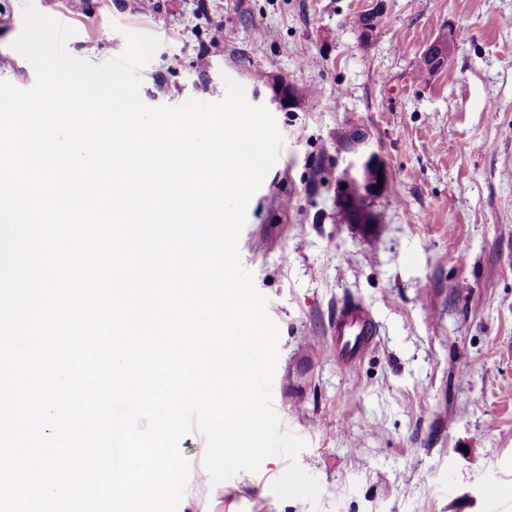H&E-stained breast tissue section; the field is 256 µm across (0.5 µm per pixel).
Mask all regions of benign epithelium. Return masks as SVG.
I'll return each mask as SVG.
<instances>
[{
    "instance_id": "1",
    "label": "benign epithelium",
    "mask_w": 512,
    "mask_h": 512,
    "mask_svg": "<svg viewBox=\"0 0 512 512\" xmlns=\"http://www.w3.org/2000/svg\"><path fill=\"white\" fill-rule=\"evenodd\" d=\"M457 44V32L448 28L438 34L424 49L429 65L441 72L448 65ZM342 150L350 155V161L337 182L336 201L349 224H375L377 214L369 207L358 206L360 196L375 198L385 194L390 172L378 154L370 148V136L359 123H352L344 135Z\"/></svg>"
}]
</instances>
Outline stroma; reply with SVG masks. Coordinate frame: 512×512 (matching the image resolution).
I'll return each instance as SVG.
<instances>
[{
    "instance_id": "35a3bbf8",
    "label": "stroma",
    "mask_w": 512,
    "mask_h": 512,
    "mask_svg": "<svg viewBox=\"0 0 512 512\" xmlns=\"http://www.w3.org/2000/svg\"><path fill=\"white\" fill-rule=\"evenodd\" d=\"M370 2L154 0L143 13L138 0H34L93 64L121 56L126 32L156 36L146 104L217 101L229 77L284 138L238 247L279 328L273 407L308 442L298 463L320 482L319 506L272 492L282 456L212 484L194 429L179 444L190 473L178 512H512V0H385L365 46L355 18ZM24 5L0 0V81L21 89L35 82L12 47ZM449 26L463 34L451 62L420 83L417 58ZM280 80L313 93L274 104ZM352 120L391 173L368 227L336 204ZM350 299L378 328L352 368L328 347ZM312 343L321 353L297 395L291 371Z\"/></svg>"
}]
</instances>
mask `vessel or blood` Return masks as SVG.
I'll list each match as a JSON object with an SVG mask.
<instances>
[{"instance_id":"obj_1","label":"vessel or blood","mask_w":512,"mask_h":512,"mask_svg":"<svg viewBox=\"0 0 512 512\" xmlns=\"http://www.w3.org/2000/svg\"><path fill=\"white\" fill-rule=\"evenodd\" d=\"M376 336L377 325L363 304L349 302L337 311L331 346L340 363H354L371 347Z\"/></svg>"}]
</instances>
